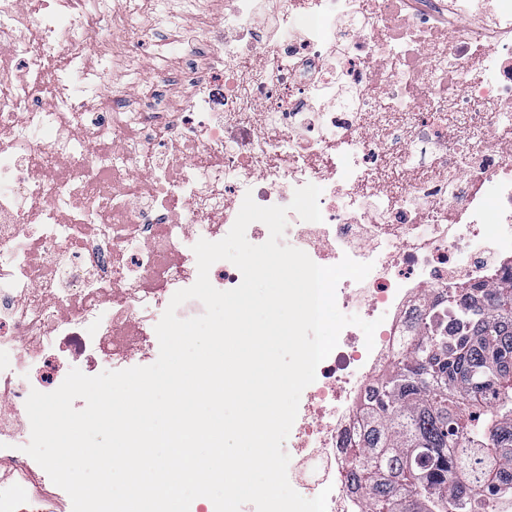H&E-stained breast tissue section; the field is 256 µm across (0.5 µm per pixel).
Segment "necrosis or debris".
I'll return each mask as SVG.
<instances>
[{"mask_svg":"<svg viewBox=\"0 0 512 512\" xmlns=\"http://www.w3.org/2000/svg\"><path fill=\"white\" fill-rule=\"evenodd\" d=\"M165 3L0 0V512H72L23 451L30 391L150 365L193 245L224 238L245 194L285 206L308 183L323 219L289 214L283 243L372 263L336 301L380 325L370 349L345 327L319 364L288 475L304 497L330 489L327 512H361L369 390L438 289L512 262V0H186L191 42ZM137 14L164 21L139 32L165 48L148 67L114 39ZM145 78L181 101L138 105Z\"/></svg>","mask_w":512,"mask_h":512,"instance_id":"obj_1","label":"necrosis or debris"}]
</instances>
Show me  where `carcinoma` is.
Returning a JSON list of instances; mask_svg holds the SVG:
<instances>
[{
  "label": "carcinoma",
  "instance_id": "cac0c4a2",
  "mask_svg": "<svg viewBox=\"0 0 512 512\" xmlns=\"http://www.w3.org/2000/svg\"><path fill=\"white\" fill-rule=\"evenodd\" d=\"M366 512H495L512 500V272L437 292L362 409Z\"/></svg>",
  "mask_w": 512,
  "mask_h": 512
}]
</instances>
